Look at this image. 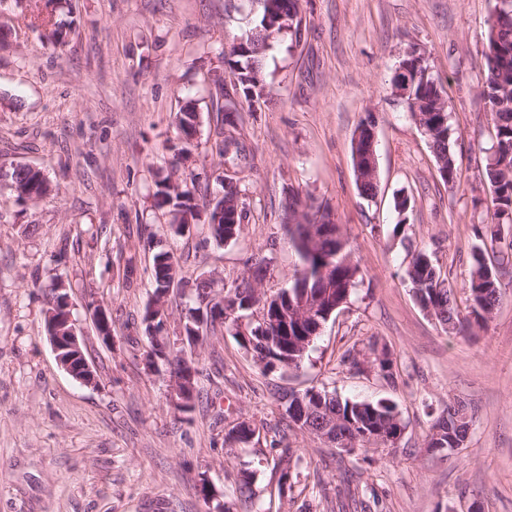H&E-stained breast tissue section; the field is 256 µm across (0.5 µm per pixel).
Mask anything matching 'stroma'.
Segmentation results:
<instances>
[{"label": "stroma", "instance_id": "35a3bbf8", "mask_svg": "<svg viewBox=\"0 0 512 512\" xmlns=\"http://www.w3.org/2000/svg\"><path fill=\"white\" fill-rule=\"evenodd\" d=\"M496 0H303L300 42L264 60L269 102L241 108L232 134L249 157L211 155L219 114L210 77L231 79L224 50L258 11L256 0H0V171L41 169L39 201L0 187V512H512V262L506 242L485 250L501 301L474 335L448 334L416 302L405 269L423 249L459 308L490 196L480 174L493 128L481 96L484 36ZM63 26L60 42L33 29L36 13ZM425 54L448 107L458 166L444 182L434 153L392 88L410 49ZM201 135L187 167L173 168L174 115L186 99ZM376 126L377 193L358 190L352 136ZM234 177L247 218L237 241L206 225L166 232L153 203L158 177ZM327 205L361 278L326 321L299 368L261 373L232 333L217 329L181 355L199 370L195 408L172 403L167 367L149 366L142 316L153 294L150 238L180 258L168 336L177 340L195 279L230 285L268 266L273 294L299 267L281 224L289 192ZM413 210L397 222L394 200ZM133 265L124 279L125 265ZM69 286L73 316L97 382L58 364L44 329L49 286ZM112 316L97 334L93 306ZM386 349L393 380L379 376ZM326 389L392 400L406 429L397 446L346 452L291 426L283 394ZM473 426L464 448L430 451L425 437L448 401ZM247 444L224 438L239 422ZM216 497L205 501L202 481ZM249 483L251 497L239 487Z\"/></svg>", "mask_w": 512, "mask_h": 512}]
</instances>
